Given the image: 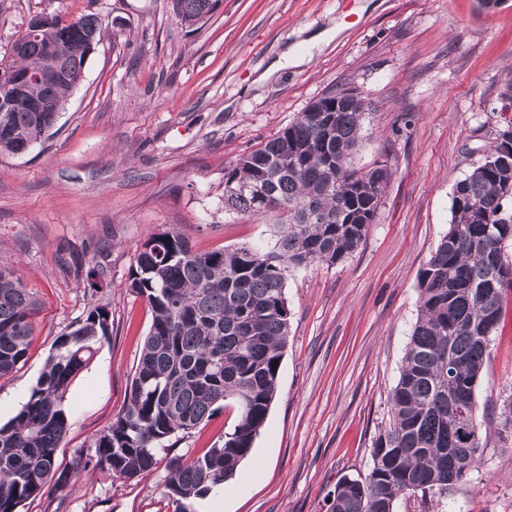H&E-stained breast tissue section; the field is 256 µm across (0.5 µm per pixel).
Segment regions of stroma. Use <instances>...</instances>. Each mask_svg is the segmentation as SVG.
Returning <instances> with one entry per match:
<instances>
[{"label":"stroma","mask_w":512,"mask_h":512,"mask_svg":"<svg viewBox=\"0 0 512 512\" xmlns=\"http://www.w3.org/2000/svg\"><path fill=\"white\" fill-rule=\"evenodd\" d=\"M97 14L105 28L44 138L0 154V266L38 301L24 365L0 379V426L36 385L55 339L94 306L111 335L73 380L57 460L87 455L125 409L152 323L127 288L142 243L177 228L193 249L271 247L274 220L224 209L237 158L329 89L371 101L353 165L391 181L368 234L335 265L287 272L291 312L277 396L248 457L193 512H329L344 476L365 477L418 312V274L446 234L455 183L512 126V0H223L198 30L170 0H0V68L36 15ZM292 62L268 74L284 52ZM481 462L453 492L396 512H512V286L477 388ZM224 405L130 481L71 480L21 512H175L168 463L202 456L233 427Z\"/></svg>","instance_id":"obj_1"}]
</instances>
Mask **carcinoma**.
<instances>
[{"label": "carcinoma", "instance_id": "cac0c4a2", "mask_svg": "<svg viewBox=\"0 0 512 512\" xmlns=\"http://www.w3.org/2000/svg\"><path fill=\"white\" fill-rule=\"evenodd\" d=\"M219 0H171L189 26L209 19ZM97 15L27 29L22 59L0 68V94L21 71L53 58L60 76L27 88L29 101L0 112V154L30 149L54 125L84 71L88 40H101ZM333 88L308 105L258 148L242 154L225 175L224 209L256 219L276 212L273 249L254 244L198 252L173 229L152 234L139 248L127 288L145 299L152 324L132 379L128 403L93 442L63 469L56 454L67 432L65 402L77 373L109 339V312L99 305L55 342L27 403L0 427V512H17L47 490L96 470L132 480L151 470L160 449L190 434L224 402L238 409L233 431L201 457L169 461L166 487L175 512L224 485L248 457L278 392L290 329L286 272L314 262L336 264L362 243L390 181L379 163L353 166L363 117L361 96ZM512 189V152L490 145L480 164L455 185L453 222L420 270L419 312L399 376L390 392L391 420L371 450L365 478L342 477L329 495L330 512H395L418 491L447 492L475 467L483 447L476 388L490 337L499 322L512 266L503 249L512 223L500 211ZM36 299L15 271L0 266V377L26 361ZM455 363L448 365V354Z\"/></svg>", "mask_w": 512, "mask_h": 512}]
</instances>
